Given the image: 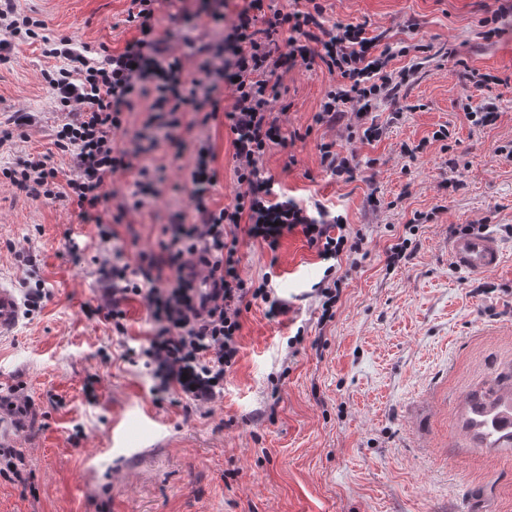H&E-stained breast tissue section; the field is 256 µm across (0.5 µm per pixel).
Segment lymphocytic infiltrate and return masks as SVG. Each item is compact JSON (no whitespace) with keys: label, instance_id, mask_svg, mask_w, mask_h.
<instances>
[{"label":"lymphocytic infiltrate","instance_id":"lymphocytic-infiltrate-1","mask_svg":"<svg viewBox=\"0 0 512 512\" xmlns=\"http://www.w3.org/2000/svg\"><path fill=\"white\" fill-rule=\"evenodd\" d=\"M156 0H131L127 20L138 35L122 52L106 46L76 48L66 36L42 37L40 20L21 14L16 0H0V52L13 40L40 39L45 57L56 64L44 73L54 103L64 119L55 145L67 159L72 175L57 181L58 170L37 159L22 169H4L9 178L35 200L66 202L82 220L96 223L100 242H109L122 211L102 220L99 211L108 203V178L120 170H135L138 191L153 187L156 168L137 161L136 154L117 139L129 112L192 111L194 121L207 125L223 118L231 132L234 171L246 190L224 207H214L211 191L218 180L210 140H198L195 163L182 190L189 198L179 213L170 240L160 248L170 255L167 271H160L154 256L140 255L136 265L99 260V283L104 312L117 333L126 331L124 303L142 299L156 325L152 336L128 347L126 359L143 364L158 383L155 396L170 391L197 402L210 400L224 388V377L240 350L242 314L252 302L267 305L270 317L288 311L274 296L270 277L248 282L238 272L240 236H247L277 252L289 233L303 234L324 260L362 254L367 236L352 229L343 217L330 215L323 204L309 207L282 198L275 179L267 175L263 160L275 145H285L272 103L279 96L275 76L297 66L320 64L339 73V85L322 98L318 121L340 122L347 111L367 120L376 102L395 97L410 80L409 70L389 69V51L378 50V40L366 36L363 25H325L319 0H289L274 8L271 0H244L219 46L197 74L184 72L171 56L164 34L154 21ZM233 87V101L221 108V84ZM205 267L214 292L208 311L196 305L195 284L186 272L185 257Z\"/></svg>","mask_w":512,"mask_h":512}]
</instances>
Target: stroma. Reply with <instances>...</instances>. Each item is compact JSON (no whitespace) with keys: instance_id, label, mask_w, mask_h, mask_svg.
I'll return each mask as SVG.
<instances>
[{"instance_id":"obj_1","label":"stroma","mask_w":512,"mask_h":512,"mask_svg":"<svg viewBox=\"0 0 512 512\" xmlns=\"http://www.w3.org/2000/svg\"><path fill=\"white\" fill-rule=\"evenodd\" d=\"M326 24L360 23L395 50L391 68L415 67L399 96L372 115L382 137L348 139L346 124L316 123L337 74L321 65L281 72L274 114L290 148L273 147L264 168L281 191L320 201L366 231L358 268L339 260L346 281L332 321L320 322L312 292L328 267L300 232L277 253L248 238L238 248L243 278L271 286L289 311L268 318L263 303L242 316L237 362L224 392L206 402L169 394L124 353L150 336L144 302L133 298L126 334L103 316L101 251L135 264L158 252L193 165L196 140L210 138L220 207L240 192L223 119L131 112L121 145L145 150L160 169L143 207L128 206L136 175L111 176V205L126 204L114 236L62 201L34 200L0 175V283L20 298L42 290L12 335L0 338V387L22 385L24 429L0 409V443L22 451L24 482L0 478V512H512V447L491 448L469 428L472 393L512 370V0H320ZM130 0H19L51 36L115 52L138 35ZM216 0H158L156 22L187 73L195 43H217L222 23L200 26ZM496 16L498 32L484 20ZM408 54H401V47ZM40 43L0 62V114L31 116L0 143V166L47 157L58 182L71 175L54 146L62 115L42 73ZM495 107L476 126L467 107ZM445 139H436L439 129ZM333 142L361 162L356 179H331L318 146ZM415 224L411 255L396 268L385 250ZM484 224L504 256L486 279L456 269L448 243L457 228ZM82 244L71 252L70 241ZM301 343H293L296 331Z\"/></svg>"}]
</instances>
